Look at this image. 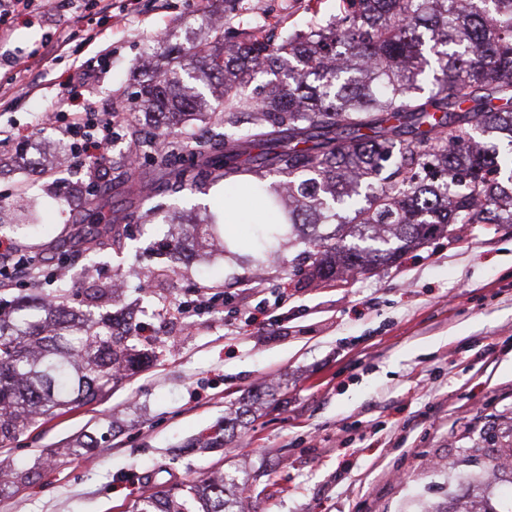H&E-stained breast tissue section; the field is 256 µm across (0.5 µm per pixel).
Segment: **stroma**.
<instances>
[{
	"mask_svg": "<svg viewBox=\"0 0 512 512\" xmlns=\"http://www.w3.org/2000/svg\"><path fill=\"white\" fill-rule=\"evenodd\" d=\"M92 10L88 39L73 10L49 17L19 9L0 42V85L14 79L13 60L41 42L69 36L59 60L27 72L37 93L22 97L0 123L29 137L43 157L30 170L14 143L0 145V221L37 225L26 249L57 268L92 170L108 208L127 206L112 167L129 152L128 137L94 159L75 156L45 121L53 109L122 108L141 117L137 93L149 62L167 67L189 42L222 23L241 37L285 36L332 20L338 0H115ZM93 70L91 84L74 64ZM209 195L174 197L155 189L125 226L122 253L91 261L74 256L64 273L76 300L87 289L120 284L119 309L148 331L135 340L157 357L123 378L102 400L63 413L39 428L0 441V462L33 479L0 495V512H131L151 493L220 475L240 512H426L467 493L466 477L496 495L502 485L483 459L467 456L488 433V448L512 445V224L497 232L455 225L406 252L396 263L323 282L306 266L281 270L277 258L256 265L244 227L234 253L210 249L204 262L172 266L157 243L178 208L200 220L219 204ZM34 207L21 214L18 200ZM204 287L224 292L215 312L181 319L173 306ZM246 410L232 438L225 419ZM91 437L82 450L79 440ZM64 462L44 466L48 451Z\"/></svg>",
	"mask_w": 512,
	"mask_h": 512,
	"instance_id": "obj_1",
	"label": "stroma"
}]
</instances>
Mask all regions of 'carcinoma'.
<instances>
[{
	"label": "carcinoma",
	"mask_w": 512,
	"mask_h": 512,
	"mask_svg": "<svg viewBox=\"0 0 512 512\" xmlns=\"http://www.w3.org/2000/svg\"><path fill=\"white\" fill-rule=\"evenodd\" d=\"M336 17L285 40L247 38L221 50L224 26L189 44L161 79L143 85L165 190L206 193L263 173L284 177L270 195L283 224L261 226L259 256L296 235L320 280L395 262L451 224H512V0H341ZM220 88L210 108L196 82ZM219 128L205 138L192 120ZM112 184L135 200L153 189L127 162ZM83 251L124 248L99 190H85ZM215 218L189 221L166 247L205 246ZM47 295L0 311V438L101 400L143 364L137 332L95 310L117 289L71 306L66 279ZM228 479L193 487L201 512H235ZM134 512H188L178 492L141 499ZM428 512H512L508 504Z\"/></svg>",
	"instance_id": "cac0c4a2"
}]
</instances>
